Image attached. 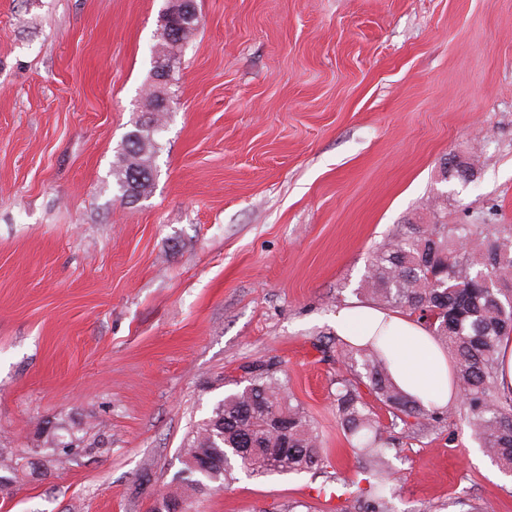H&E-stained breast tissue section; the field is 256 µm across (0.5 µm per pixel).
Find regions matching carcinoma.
I'll return each instance as SVG.
<instances>
[{"mask_svg":"<svg viewBox=\"0 0 512 512\" xmlns=\"http://www.w3.org/2000/svg\"><path fill=\"white\" fill-rule=\"evenodd\" d=\"M160 129V121H148L126 135L112 167L121 197H130V168L154 167ZM363 283L388 307L423 322L449 350L457 390L455 402L425 406L392 382L379 347L340 352L360 367L354 378L336 377L334 408L337 426L371 477L366 512H389L390 450L404 439L426 438L450 413L466 424L488 456L512 470V393H503L498 384L499 346L512 337V225L406 224L372 251ZM362 383L374 401L366 399ZM283 389L274 364L249 367L243 388L215 404L183 445V477L168 498L195 512L197 497L223 488L238 469L260 476L326 468L310 417L285 398ZM382 410L389 414L387 423ZM209 453L218 464L205 470L187 465Z\"/></svg>","mask_w":512,"mask_h":512,"instance_id":"cac0c4a2","label":"carcinoma"}]
</instances>
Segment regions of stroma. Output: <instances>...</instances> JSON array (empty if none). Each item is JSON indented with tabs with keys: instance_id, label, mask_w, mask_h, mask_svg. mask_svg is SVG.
I'll return each mask as SVG.
<instances>
[{
	"instance_id": "1",
	"label": "stroma",
	"mask_w": 512,
	"mask_h": 512,
	"mask_svg": "<svg viewBox=\"0 0 512 512\" xmlns=\"http://www.w3.org/2000/svg\"><path fill=\"white\" fill-rule=\"evenodd\" d=\"M167 0H0V512H150L193 426L274 361L330 462L200 512H365L336 425L372 249L405 224H512V0H196L149 194L111 176L145 118ZM467 161L469 181L445 178ZM64 426V463L43 446ZM392 512H512L457 418L390 453Z\"/></svg>"
}]
</instances>
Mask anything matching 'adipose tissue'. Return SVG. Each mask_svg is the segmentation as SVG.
I'll list each match as a JSON object with an SVG mask.
<instances>
[{
    "label": "adipose tissue",
    "mask_w": 512,
    "mask_h": 512,
    "mask_svg": "<svg viewBox=\"0 0 512 512\" xmlns=\"http://www.w3.org/2000/svg\"><path fill=\"white\" fill-rule=\"evenodd\" d=\"M330 326L338 338L353 346L378 341L394 382L421 403L445 405L455 399L447 352L414 318L359 304L339 310Z\"/></svg>",
    "instance_id": "obj_1"
}]
</instances>
